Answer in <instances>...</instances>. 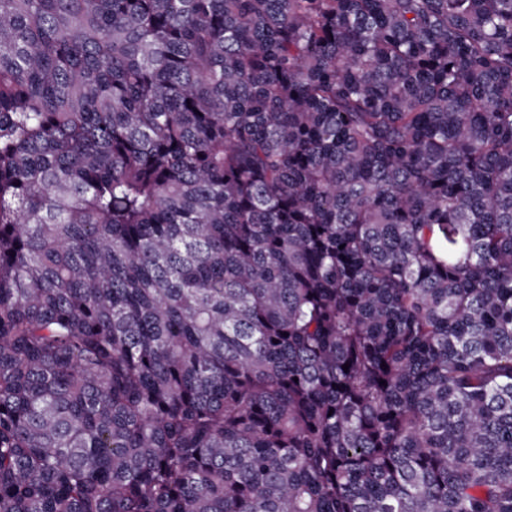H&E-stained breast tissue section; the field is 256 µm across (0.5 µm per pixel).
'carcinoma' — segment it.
Wrapping results in <instances>:
<instances>
[{
  "instance_id": "carcinoma-1",
  "label": "carcinoma",
  "mask_w": 512,
  "mask_h": 512,
  "mask_svg": "<svg viewBox=\"0 0 512 512\" xmlns=\"http://www.w3.org/2000/svg\"><path fill=\"white\" fill-rule=\"evenodd\" d=\"M0 512H512V0H0Z\"/></svg>"
}]
</instances>
